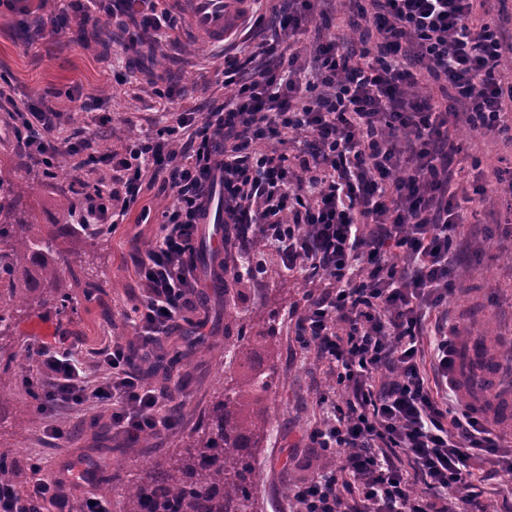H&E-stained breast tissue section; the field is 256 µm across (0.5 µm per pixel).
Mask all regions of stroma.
I'll use <instances>...</instances> for the list:
<instances>
[{"label":"stroma","instance_id":"obj_1","mask_svg":"<svg viewBox=\"0 0 512 512\" xmlns=\"http://www.w3.org/2000/svg\"><path fill=\"white\" fill-rule=\"evenodd\" d=\"M23 21L19 9L0 5V78L10 82L17 101L47 96L64 113L61 137L83 132L92 138L93 153L155 134L172 124L174 113L189 111L217 89L213 70L185 66V59L214 51L213 45L189 36H181L179 46L144 55L121 79L117 76L121 32L108 26L89 35L48 28L33 41ZM151 70L165 72L172 83L186 89V96L165 105L141 91L140 83ZM73 93L94 101V109H76L69 100ZM448 156L455 161L479 159L489 175L497 170L512 172V139L483 136L454 125ZM55 170V176H44L17 149L8 119L0 120V175L14 183L19 208L34 223H70L63 202L74 199L75 180L94 182L105 173L103 165L91 162L75 167L65 155L59 157ZM167 203L159 188L145 190L140 206L123 224L101 234L86 256L72 259L70 270L63 274L69 296L66 312L15 308V330L0 338V362L32 374L37 369V348L66 350L90 363L96 350L112 340L133 339L136 330L128 314L145 294L137 266L159 233L160 213ZM477 210L476 218L462 225L457 236L458 278L448 295V325L455 329L460 348L476 340L495 346V385H472L460 398L479 402L485 417L510 430L512 228L503 224L494 202L478 204ZM220 258L223 267H197V309L192 322L182 323L179 330L195 341V348L171 362L167 356L177 343L162 341L156 371L144 376L147 384L182 404L178 424L155 435L151 447L144 448L113 427L107 405L45 412L32 422L22 420L14 405H5L0 410V448L12 449L22 484H30L29 467L37 461L43 477L63 481L69 502L76 505L97 495L99 478L107 476L115 486H123L142 468L182 447L222 395L261 373L268 377L263 398L271 425L256 452L258 509L296 512L288 500V484L313 477L321 464L308 434L323 417L317 397L331 377L315 351L303 349L297 340V318L314 285L287 269L270 249L262 255L264 272L256 278L235 277L240 257L233 247H225ZM261 331L276 336L275 356H268L258 341ZM52 425L66 429L67 437L51 438Z\"/></svg>","mask_w":512,"mask_h":512}]
</instances>
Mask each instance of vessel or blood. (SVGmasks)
Listing matches in <instances>:
<instances>
[{
    "label": "vessel or blood",
    "instance_id": "obj_1",
    "mask_svg": "<svg viewBox=\"0 0 512 512\" xmlns=\"http://www.w3.org/2000/svg\"><path fill=\"white\" fill-rule=\"evenodd\" d=\"M189 30L208 43L219 44L237 35L249 16L250 0H182Z\"/></svg>",
    "mask_w": 512,
    "mask_h": 512
}]
</instances>
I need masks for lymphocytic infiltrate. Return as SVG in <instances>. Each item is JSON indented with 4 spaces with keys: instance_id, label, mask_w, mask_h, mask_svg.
I'll return each instance as SVG.
<instances>
[{
    "instance_id": "obj_1",
    "label": "lymphocytic infiltrate",
    "mask_w": 512,
    "mask_h": 512,
    "mask_svg": "<svg viewBox=\"0 0 512 512\" xmlns=\"http://www.w3.org/2000/svg\"><path fill=\"white\" fill-rule=\"evenodd\" d=\"M261 2L252 0L249 21L271 28V39L220 53L229 96L102 153L110 178L77 190L85 218L111 229L146 187L170 198L138 266L147 293L136 331L148 345L177 328L197 288L198 226L221 187L224 221L245 240L254 272L266 248L330 282L298 317L301 345L315 346L336 379L319 395L323 420L310 434L325 464L288 487L299 512H496L497 500L479 502L472 487L512 472V432L448 381L456 236L486 188L458 194L446 146L452 121L485 135L512 131V40L481 19L483 0H357L350 36L331 39L314 0H280L272 24ZM72 21L82 31L112 25L127 36L123 52L137 55L178 45L184 29L167 0H68L35 18ZM0 111L45 169L89 147L56 138L61 113L46 98L20 107L4 86ZM285 130L303 138L295 166L278 144ZM129 352L119 340L99 349L93 376L42 349L28 383L46 409L111 404L113 426L133 437L173 427L167 394L142 382ZM31 469L25 494L0 484V512H41L48 501L65 512L59 482Z\"/></svg>"
}]
</instances>
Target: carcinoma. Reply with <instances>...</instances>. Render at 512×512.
Segmentation results:
<instances>
[{
	"label": "carcinoma",
	"instance_id": "cac0c4a2",
	"mask_svg": "<svg viewBox=\"0 0 512 512\" xmlns=\"http://www.w3.org/2000/svg\"><path fill=\"white\" fill-rule=\"evenodd\" d=\"M97 234L87 224L46 230L33 223L17 211L10 184L0 175V246H6L0 249V281L8 287L0 313L31 303L65 309L68 297L59 288L63 256L54 243L69 238V255L79 257ZM265 390L259 380L218 399L197 435L122 489V512H257L255 449L270 423ZM14 476L11 453L0 450V483L12 484Z\"/></svg>",
	"mask_w": 512,
	"mask_h": 512
}]
</instances>
